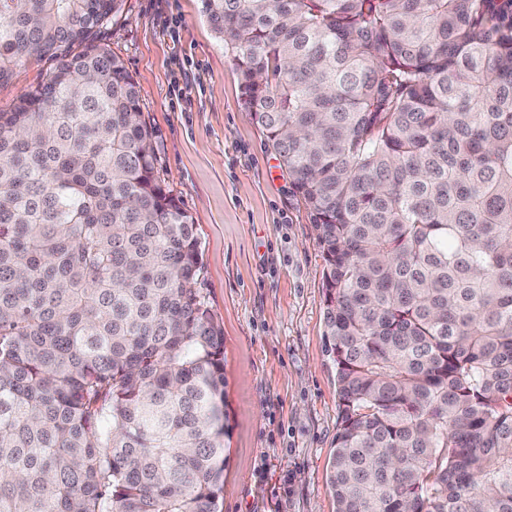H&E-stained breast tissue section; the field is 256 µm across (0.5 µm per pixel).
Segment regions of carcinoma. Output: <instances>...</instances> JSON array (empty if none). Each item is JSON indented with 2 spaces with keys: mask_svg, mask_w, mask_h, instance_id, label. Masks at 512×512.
<instances>
[{
  "mask_svg": "<svg viewBox=\"0 0 512 512\" xmlns=\"http://www.w3.org/2000/svg\"><path fill=\"white\" fill-rule=\"evenodd\" d=\"M124 0H0V512H218L224 329ZM326 262L336 512H512V0H203ZM55 65V61L44 57L17 67L9 80L0 82V109H9L21 95L42 85Z\"/></svg>",
  "mask_w": 512,
  "mask_h": 512,
  "instance_id": "obj_1",
  "label": "carcinoma"
}]
</instances>
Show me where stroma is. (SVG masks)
<instances>
[{
  "label": "stroma",
  "mask_w": 512,
  "mask_h": 512,
  "mask_svg": "<svg viewBox=\"0 0 512 512\" xmlns=\"http://www.w3.org/2000/svg\"><path fill=\"white\" fill-rule=\"evenodd\" d=\"M131 72L167 191L202 248L198 286L224 328L220 512H336L338 425L324 341L325 261L311 217L245 111L231 49L202 0H124L98 34ZM50 58L0 82V109L42 85Z\"/></svg>",
  "instance_id": "obj_1"
}]
</instances>
